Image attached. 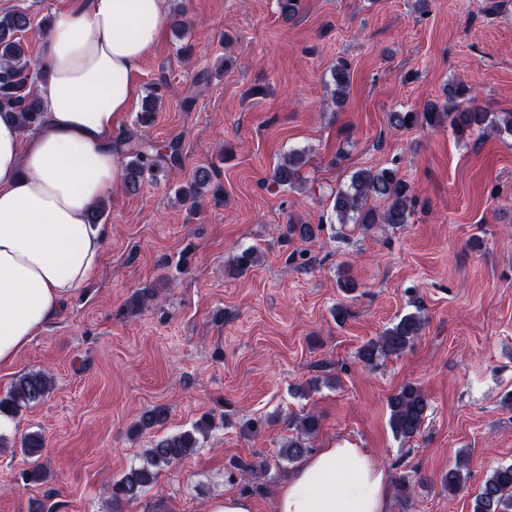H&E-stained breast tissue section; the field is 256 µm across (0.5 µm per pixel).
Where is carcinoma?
<instances>
[{"label":"carcinoma","mask_w":512,"mask_h":512,"mask_svg":"<svg viewBox=\"0 0 512 512\" xmlns=\"http://www.w3.org/2000/svg\"><path fill=\"white\" fill-rule=\"evenodd\" d=\"M32 16L26 7H18L0 13V115L15 120L20 129L31 132L39 128L41 108L35 92L36 78L40 75L38 64L26 54L22 44L23 34L32 29ZM332 94L342 102L351 87L350 64L339 59L331 69ZM161 85L156 84L146 95L137 124L141 127L152 125L156 105L161 97ZM470 89L464 85L446 88L443 102H428L421 112L389 113V124L396 130L411 126L437 129L448 126L459 139H464L476 130H489L495 134L512 135V112H487L472 104ZM179 143L138 142L128 150L124 167L126 190L135 194L144 179L155 178L168 167L178 165ZM307 163L303 151L290 152L273 168L270 181L284 190H299L303 186L301 170ZM213 179V168L209 164L195 167L186 184L177 188V194L184 202L195 207L203 191ZM381 200L385 207L380 209L374 201ZM418 205L408 181L398 177L391 168H362L350 175L349 182L336 191L333 211L340 224H355L368 233L379 224H407ZM321 231L318 224H308L293 218L288 219V238L297 237L311 240ZM261 251L250 247L238 254L233 269L244 272L258 265ZM425 319L420 313H409L386 327L381 334L365 343L360 352L361 360L370 365L381 357L400 356L414 345L422 334ZM51 390V379L42 372H30L19 376L5 399L0 400V413L12 414L22 406L40 403ZM390 427L403 440L419 434L429 409L428 398L422 389L408 383L391 396L389 400ZM167 411L155 407L145 411L137 427L152 430L163 427ZM296 433L287 437L281 445L280 454L294 461L310 452L306 440L320 428V419L314 413L293 417ZM213 426L212 419L204 416L191 428L159 439L153 447L144 451L145 462L132 467L112 483V505L138 500L158 478L161 467H171L192 455L201 447ZM44 439L38 432L27 434L22 441V450L29 457L41 453ZM243 490L250 494H261L265 484L261 481L262 467L254 462L238 460L233 463ZM467 470L465 460H459L441 478V486L453 495L465 485ZM472 512H512V464L498 466L485 479L473 499Z\"/></svg>","instance_id":"carcinoma-1"}]
</instances>
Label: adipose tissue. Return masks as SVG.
<instances>
[{
  "label": "adipose tissue",
  "instance_id": "obj_1",
  "mask_svg": "<svg viewBox=\"0 0 512 512\" xmlns=\"http://www.w3.org/2000/svg\"><path fill=\"white\" fill-rule=\"evenodd\" d=\"M170 21L168 0H67L43 42L40 128L25 134L0 117V363L97 272L111 227L86 214L120 184L118 131ZM390 503L388 470L345 441L305 458L274 512H390Z\"/></svg>",
  "mask_w": 512,
  "mask_h": 512
}]
</instances>
